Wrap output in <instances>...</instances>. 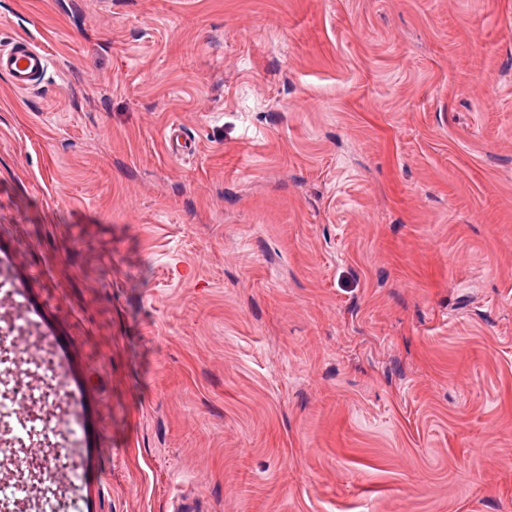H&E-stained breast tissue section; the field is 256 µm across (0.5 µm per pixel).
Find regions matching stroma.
I'll return each mask as SVG.
<instances>
[{
  "label": "stroma",
  "instance_id": "35a3bbf8",
  "mask_svg": "<svg viewBox=\"0 0 512 512\" xmlns=\"http://www.w3.org/2000/svg\"><path fill=\"white\" fill-rule=\"evenodd\" d=\"M17 38L0 331L76 512H512V0H0ZM53 67L50 55L27 40H14L0 48V72L9 76L17 90L37 87Z\"/></svg>",
  "mask_w": 512,
  "mask_h": 512
}]
</instances>
